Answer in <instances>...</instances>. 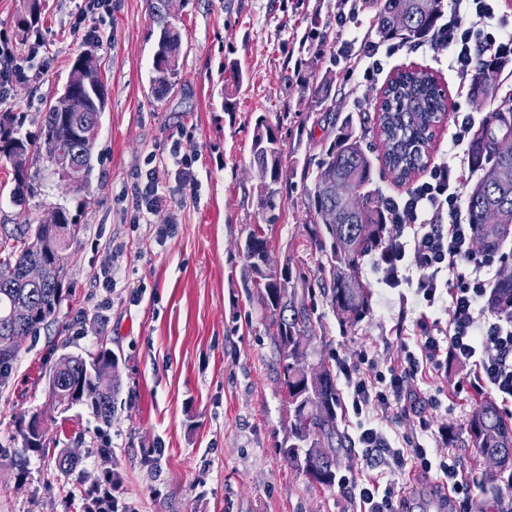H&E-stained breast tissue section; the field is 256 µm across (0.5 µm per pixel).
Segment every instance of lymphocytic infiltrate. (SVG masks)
<instances>
[{
    "mask_svg": "<svg viewBox=\"0 0 512 512\" xmlns=\"http://www.w3.org/2000/svg\"><path fill=\"white\" fill-rule=\"evenodd\" d=\"M413 48L447 55L448 66L467 81L481 60L512 63V35L503 32L491 0H449L448 9ZM452 143L458 151L433 164L422 182L399 196L384 199L392 234L376 267L387 288L407 289L415 308L448 303V322L417 337L397 367H382L375 349L363 348L354 361H338L346 388V411L355 426L358 448L368 472L350 481L353 512H410L395 482L398 474L435 473L452 502L469 500L472 486L455 465L432 464L428 440L435 432L413 390L419 373L440 369L451 360L472 364L466 388L512 403V321L491 314L486 296L497 276L496 259L472 249L473 227L465 217L463 188L471 171L464 147L475 122L463 116L455 123ZM411 420L410 437L397 440L387 422Z\"/></svg>",
    "mask_w": 512,
    "mask_h": 512,
    "instance_id": "1",
    "label": "lymphocytic infiltrate"
}]
</instances>
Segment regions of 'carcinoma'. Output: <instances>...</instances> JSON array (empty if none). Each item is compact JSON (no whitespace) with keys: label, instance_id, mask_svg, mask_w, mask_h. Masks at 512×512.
Segmentation results:
<instances>
[{"label":"carcinoma","instance_id":"obj_1","mask_svg":"<svg viewBox=\"0 0 512 512\" xmlns=\"http://www.w3.org/2000/svg\"><path fill=\"white\" fill-rule=\"evenodd\" d=\"M384 18L378 27L381 38L413 39L429 30L443 9V0H421V7L408 19L399 17L406 0H372ZM40 19L39 0H31L28 16L18 22L21 37L27 38ZM163 38L161 57L153 61L155 92L163 95L179 81L178 58L181 36L177 27L159 17ZM492 65L480 61L473 68L471 85L473 97L481 98L490 107L486 122L470 140L472 166L480 176L465 198L469 223L475 226L473 240L481 242L478 253L497 254L505 239L512 236V184L501 186L492 182V171L507 162L492 152L491 147L502 138H512V97L497 98L495 87L481 81L484 71ZM447 110L434 76L424 70H413L392 79L378 104L376 135L382 146L379 156L383 166L394 173L399 184L407 183L426 167L427 149L434 136L435 116ZM0 114V159L13 168L15 187L13 197L21 199L34 192L31 176L25 166V156L49 157L58 151L74 156L92 153L94 139L81 135L71 116L56 109L45 112L44 124L37 136H22L18 132L20 118L12 117L5 124ZM252 152L257 164L259 185L257 203L260 209L275 207V198L282 193V149L274 128L266 117L257 119L252 137ZM322 160L314 176L313 191L309 194L310 209L320 217L336 201L325 189V179L336 173L363 191L365 204L360 211L334 224L306 225L302 246L329 250L328 264L311 279L300 267L286 266L282 276L275 279L265 269L268 255L264 229L256 224L245 241L249 275L255 288L265 292L267 305L272 309L275 341L279 351V375L288 398V446L283 453L291 465L302 470L313 482L332 488L336 485V453L343 447L337 426L336 373L328 362H310L308 346L317 335L319 323L313 319V305L297 296L294 289H310L315 281L330 304L343 315L342 323L356 326L371 309L370 289L360 279L363 259L381 249L392 233L382 215L381 193L371 188L373 163L362 148L361 138L344 131L336 140L321 149ZM497 207V224L485 222L488 206ZM81 227L69 213L58 209V223L44 225L38 232L31 225L18 224L13 232L0 237V381L12 370L18 348L7 338L22 334L35 335L52 324L63 300V286H32L22 281V271L28 265L51 259L66 264L71 261V249ZM293 292H287V289ZM23 299L33 307L30 321L15 325L8 317L12 302ZM489 311L512 319V278L497 274L487 301ZM112 350L100 346L87 356L67 353L56 367V384L49 390L51 409L66 412L76 405H85L101 423H112L115 390L105 394L96 391V376L112 366ZM24 447H43L38 417L25 423ZM469 437L473 447L489 459H497L492 474L490 496L485 498L480 512H512V500L500 496L499 484L512 489V426L496 405L480 402L469 420Z\"/></svg>","mask_w":512,"mask_h":512}]
</instances>
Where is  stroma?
Listing matches in <instances>:
<instances>
[{"label":"stroma","mask_w":512,"mask_h":512,"mask_svg":"<svg viewBox=\"0 0 512 512\" xmlns=\"http://www.w3.org/2000/svg\"><path fill=\"white\" fill-rule=\"evenodd\" d=\"M156 0H112L110 12L81 20L82 0H41L39 28L17 35L27 0H0V44H9L24 80L9 83L0 113L22 116L21 134H38L47 103L68 79L78 55L92 53L106 82L107 105L95 138L94 169L82 196L65 192L44 159L29 162L36 192L12 201L11 166L0 160V224H38L63 207L82 230L72 246L67 292L57 318L25 337L10 376L0 384V512H75L96 471L118 477L121 498L133 512H350L345 489L310 482L283 454L288 400L279 377L271 311L251 287L244 244L263 225L273 263H304L316 272L326 256L296 245L315 214L308 208L320 149L338 130L321 119L314 92L326 86L337 119L364 145L378 147L364 113L352 104L343 63H331L337 35L362 55L377 40L376 11L361 10L338 27V0H169L166 12L181 33V80L172 93L152 91L159 27ZM313 34V51L300 48ZM235 61L243 82L225 100L224 64ZM423 68L445 91L448 112L427 160L445 159L454 120L463 112L488 114L460 93L455 73L431 53L407 48L388 59L361 91L379 97L397 71ZM277 126L288 186L274 210L256 203L257 169L251 142L255 120ZM153 176L165 201L138 217L136 183ZM113 286L104 289V276ZM322 334L313 359L353 361L364 347L383 358L400 356L404 339L422 324L446 322L443 310L419 313L401 301L373 304L355 327L321 291L309 296ZM106 345L118 357L119 393L111 426L82 406L49 409L48 377L66 353ZM471 365L433 372L416 387L441 405L433 430L434 458H447L474 483L482 501L490 465L473 448L467 423L477 399L457 392ZM44 419L47 446L23 449L21 420ZM80 453L67 476L55 466L59 450ZM403 490L413 512H448L431 475L412 476Z\"/></svg>","instance_id":"stroma-1"}]
</instances>
